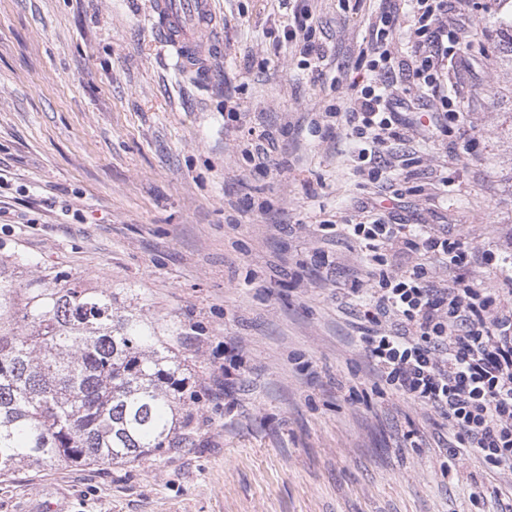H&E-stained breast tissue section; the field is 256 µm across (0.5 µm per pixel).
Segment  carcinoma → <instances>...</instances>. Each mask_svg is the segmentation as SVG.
I'll return each instance as SVG.
<instances>
[{
	"label": "carcinoma",
	"instance_id": "cac0c4a2",
	"mask_svg": "<svg viewBox=\"0 0 512 512\" xmlns=\"http://www.w3.org/2000/svg\"><path fill=\"white\" fill-rule=\"evenodd\" d=\"M491 23L512 61V0ZM0 257V476L129 464L179 444L190 389L168 334L112 287Z\"/></svg>",
	"mask_w": 512,
	"mask_h": 512
}]
</instances>
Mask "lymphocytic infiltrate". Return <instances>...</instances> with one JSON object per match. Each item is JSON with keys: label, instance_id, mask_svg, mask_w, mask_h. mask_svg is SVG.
I'll return each instance as SVG.
<instances>
[{"label": "lymphocytic infiltrate", "instance_id": "lymphocytic-infiltrate-1", "mask_svg": "<svg viewBox=\"0 0 512 512\" xmlns=\"http://www.w3.org/2000/svg\"><path fill=\"white\" fill-rule=\"evenodd\" d=\"M471 0H380L368 19L360 56L366 81H351L341 106L326 109L329 130H350L359 171L384 188L394 181L398 145L420 136L438 141L460 119L461 102L448 88L449 64L469 46ZM408 34L395 46L397 27ZM283 39L320 73L324 47L312 17L294 16ZM405 85L407 95L393 97ZM429 101L426 121H409L413 100ZM361 246L365 272L348 296L365 321L367 356L391 393L432 411L448 425V455L479 457L490 471L512 472V277L483 288L474 270L492 250L475 251L461 237L431 224H390L383 218L342 225Z\"/></svg>", "mask_w": 512, "mask_h": 512}]
</instances>
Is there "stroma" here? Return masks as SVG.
Returning <instances> with one entry per match:
<instances>
[{"mask_svg": "<svg viewBox=\"0 0 512 512\" xmlns=\"http://www.w3.org/2000/svg\"><path fill=\"white\" fill-rule=\"evenodd\" d=\"M216 5L205 82L160 46L148 0H0V256L118 288L174 329L195 396L180 452L24 467L0 478V512H501L512 473L449 459L440 418L377 397L346 296L361 251L335 227L370 189L346 134L311 121L362 78L379 0ZM288 8L315 18L327 82L283 43ZM472 19L453 78L469 132L402 146L430 160L394 181L390 218L512 257V64ZM251 128L274 143L267 167L244 152Z\"/></svg>", "mask_w": 512, "mask_h": 512, "instance_id": "35a3bbf8", "label": "stroma"}]
</instances>
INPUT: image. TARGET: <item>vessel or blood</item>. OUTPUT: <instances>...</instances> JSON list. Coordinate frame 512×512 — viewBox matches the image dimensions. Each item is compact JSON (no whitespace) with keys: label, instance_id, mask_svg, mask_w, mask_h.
<instances>
[{"label":"vessel or blood","instance_id":"vessel-or-blood-1","mask_svg":"<svg viewBox=\"0 0 512 512\" xmlns=\"http://www.w3.org/2000/svg\"><path fill=\"white\" fill-rule=\"evenodd\" d=\"M154 27L178 64L210 74L221 46L211 38L218 24L213 0H152Z\"/></svg>","mask_w":512,"mask_h":512}]
</instances>
